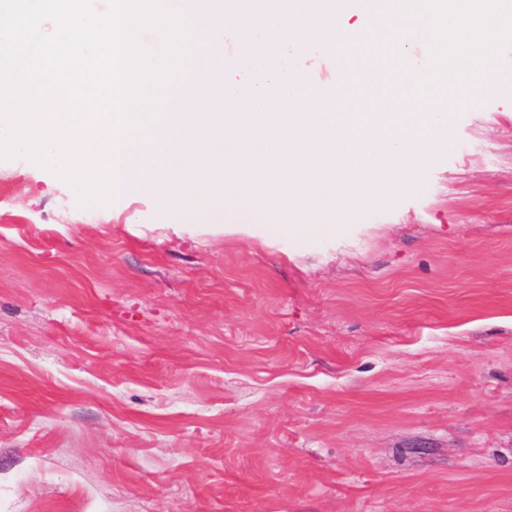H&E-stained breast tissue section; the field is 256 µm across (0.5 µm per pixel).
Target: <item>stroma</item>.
<instances>
[{
  "mask_svg": "<svg viewBox=\"0 0 512 512\" xmlns=\"http://www.w3.org/2000/svg\"><path fill=\"white\" fill-rule=\"evenodd\" d=\"M0 160V512H512V93L291 235Z\"/></svg>",
  "mask_w": 512,
  "mask_h": 512,
  "instance_id": "obj_1",
  "label": "stroma"
}]
</instances>
